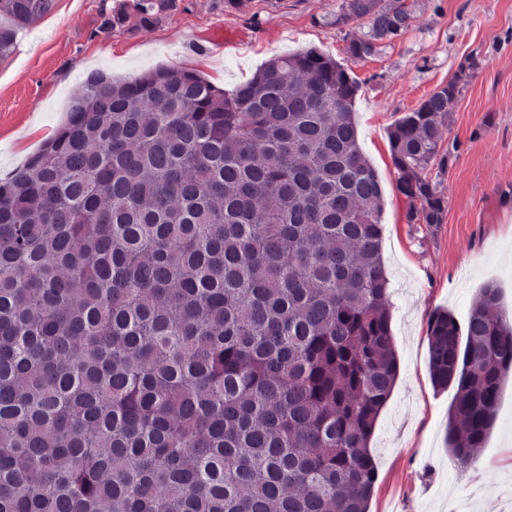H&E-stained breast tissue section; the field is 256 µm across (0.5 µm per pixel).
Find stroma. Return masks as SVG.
Returning <instances> with one entry per match:
<instances>
[{
	"mask_svg": "<svg viewBox=\"0 0 512 512\" xmlns=\"http://www.w3.org/2000/svg\"><path fill=\"white\" fill-rule=\"evenodd\" d=\"M343 0H173L141 20L127 0H57L19 29L0 62V181L40 151L95 72L132 79L162 67L193 71L224 91L277 54L315 50L343 65L358 85L353 112L361 149L382 184L383 258L396 385L370 440L377 482L370 512H512V384L476 460L460 467L444 437L454 389L434 387L428 324L438 311L466 323L489 281L512 316V0H409L413 19L378 53L355 58L350 43L368 19L337 23ZM241 44L224 50L218 34ZM482 64L451 115L455 141L438 178L443 221L410 224L396 190L389 131L466 58Z\"/></svg>",
	"mask_w": 512,
	"mask_h": 512,
	"instance_id": "stroma-1",
	"label": "stroma"
}]
</instances>
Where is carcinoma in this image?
Returning <instances> with one entry per match:
<instances>
[{
    "label": "carcinoma",
    "instance_id": "1",
    "mask_svg": "<svg viewBox=\"0 0 512 512\" xmlns=\"http://www.w3.org/2000/svg\"><path fill=\"white\" fill-rule=\"evenodd\" d=\"M56 0H0V61ZM166 0H132L147 19ZM375 54L404 0H343ZM390 134L409 224H440L460 83ZM357 85L315 51L225 93L179 68L97 72L0 184V512H369L397 377L383 194ZM445 444L466 468L512 371L496 283L428 327Z\"/></svg>",
    "mask_w": 512,
    "mask_h": 512
}]
</instances>
